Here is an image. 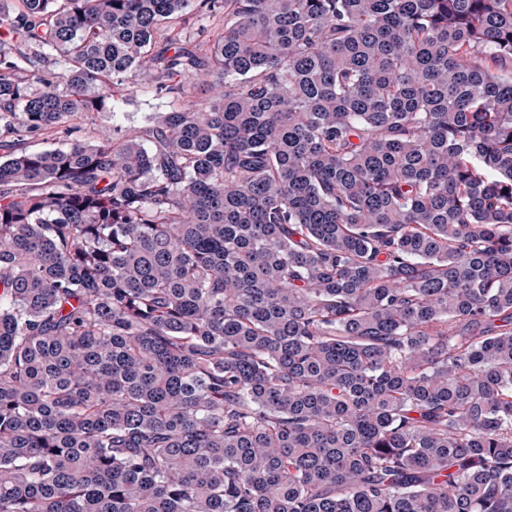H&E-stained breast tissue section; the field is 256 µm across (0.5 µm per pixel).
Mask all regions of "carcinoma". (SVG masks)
I'll return each instance as SVG.
<instances>
[{"label": "carcinoma", "mask_w": 512, "mask_h": 512, "mask_svg": "<svg viewBox=\"0 0 512 512\" xmlns=\"http://www.w3.org/2000/svg\"><path fill=\"white\" fill-rule=\"evenodd\" d=\"M190 4L0 0V512H512V0ZM176 31H179L182 38L187 37L204 52L210 41L224 32V12L201 15L193 6L178 24ZM182 105L181 98L156 93L154 89L125 87L114 93L112 112H93L66 123L61 129L68 134L51 130L35 139L25 141L24 148L64 149L74 141L89 142L101 131L112 129L125 133L129 129H148L157 125L173 109Z\"/></svg>", "instance_id": "carcinoma-1"}]
</instances>
